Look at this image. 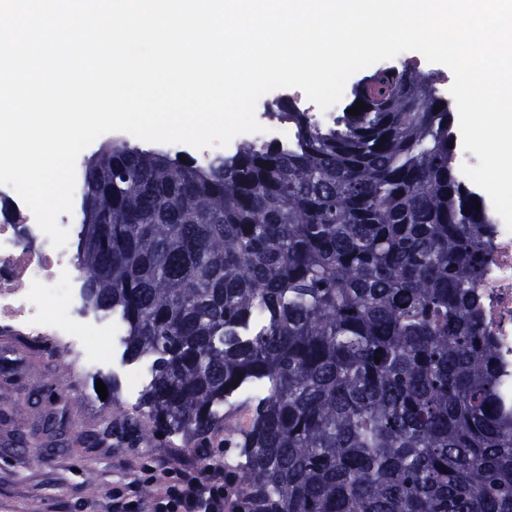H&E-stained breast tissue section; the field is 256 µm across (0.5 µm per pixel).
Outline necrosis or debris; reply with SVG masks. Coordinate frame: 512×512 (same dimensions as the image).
<instances>
[{
	"instance_id": "necrosis-or-debris-1",
	"label": "necrosis or debris",
	"mask_w": 512,
	"mask_h": 512,
	"mask_svg": "<svg viewBox=\"0 0 512 512\" xmlns=\"http://www.w3.org/2000/svg\"><path fill=\"white\" fill-rule=\"evenodd\" d=\"M72 245L54 248L16 191L0 185V330L32 339H66L65 310L43 311L47 298L69 302ZM482 316L501 355L512 361V231L494 217L488 263L480 286Z\"/></svg>"
}]
</instances>
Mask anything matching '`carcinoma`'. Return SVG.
Wrapping results in <instances>:
<instances>
[{"mask_svg": "<svg viewBox=\"0 0 512 512\" xmlns=\"http://www.w3.org/2000/svg\"><path fill=\"white\" fill-rule=\"evenodd\" d=\"M437 82L377 69L328 123L282 100L288 142L205 165L121 138L86 161L83 298L151 362L153 427L205 436L262 391L229 444L247 512H512L492 218Z\"/></svg>", "mask_w": 512, "mask_h": 512, "instance_id": "1", "label": "carcinoma"}]
</instances>
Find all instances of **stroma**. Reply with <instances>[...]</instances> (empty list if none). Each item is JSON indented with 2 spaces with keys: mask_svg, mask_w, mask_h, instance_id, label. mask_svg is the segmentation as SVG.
<instances>
[{
  "mask_svg": "<svg viewBox=\"0 0 512 512\" xmlns=\"http://www.w3.org/2000/svg\"><path fill=\"white\" fill-rule=\"evenodd\" d=\"M69 320L67 343L0 332V512H91L141 464L179 465L204 447L244 471L225 442L247 427L256 390L236 395L207 439L159 433L138 411L148 366L124 359L111 316L87 309L76 292ZM83 343L97 353L88 366L71 351ZM111 380L114 397L100 399L96 382Z\"/></svg>",
  "mask_w": 512,
  "mask_h": 512,
  "instance_id": "stroma-1",
  "label": "stroma"
}]
</instances>
